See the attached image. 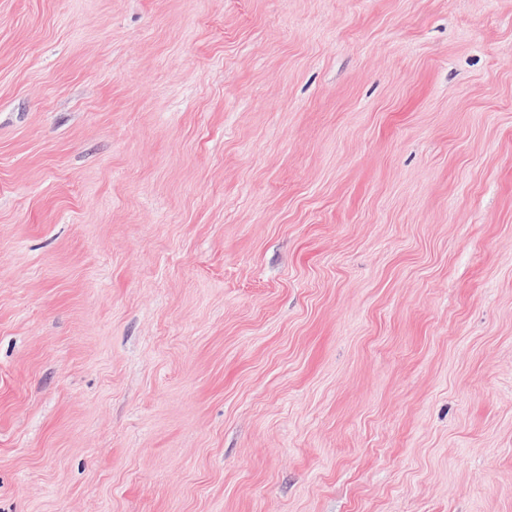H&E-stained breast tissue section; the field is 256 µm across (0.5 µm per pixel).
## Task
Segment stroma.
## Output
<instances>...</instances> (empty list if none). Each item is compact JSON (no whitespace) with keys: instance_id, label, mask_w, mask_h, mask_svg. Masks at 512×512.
Masks as SVG:
<instances>
[{"instance_id":"obj_1","label":"stroma","mask_w":512,"mask_h":512,"mask_svg":"<svg viewBox=\"0 0 512 512\" xmlns=\"http://www.w3.org/2000/svg\"><path fill=\"white\" fill-rule=\"evenodd\" d=\"M0 512H512V0H0Z\"/></svg>"}]
</instances>
